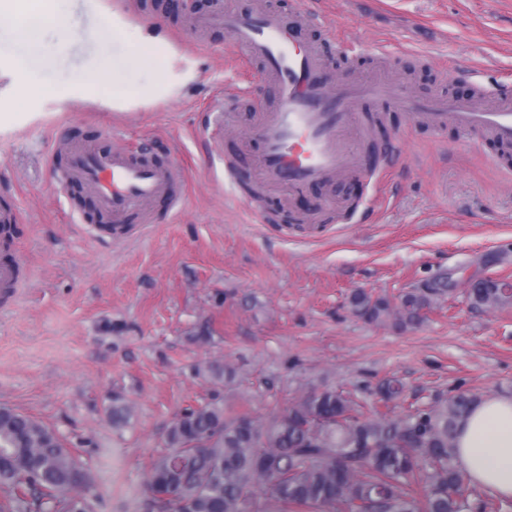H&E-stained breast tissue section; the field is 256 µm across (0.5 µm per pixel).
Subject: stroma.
Instances as JSON below:
<instances>
[{
    "label": "stroma",
    "mask_w": 512,
    "mask_h": 512,
    "mask_svg": "<svg viewBox=\"0 0 512 512\" xmlns=\"http://www.w3.org/2000/svg\"><path fill=\"white\" fill-rule=\"evenodd\" d=\"M263 2L318 14L309 33L338 75L382 72L418 98L512 91V0ZM116 11L163 24L192 62L176 96L131 112L68 99L80 74L134 51V38L94 37ZM189 17L171 0H60L56 23L31 36L60 95L20 105L1 68L27 47L0 20V206L21 207L15 245L30 266L28 287L0 299V406L49 425L81 457L95 512H145L151 460L176 416L201 403L259 415L336 388L370 409L386 379L419 407L458 391L512 395V305L476 308L467 295L477 278L512 282V149L388 109L373 140L395 154L372 210L345 217L364 189L354 177L291 195L268 186L255 202L243 161L242 187L227 196L210 144L236 159L269 90L249 69L223 129H206L203 106L239 79L236 52L223 31L197 37ZM73 145L173 159L187 208H156L133 239L91 237L79 221L91 210L57 165V149ZM436 277L448 292L415 327L351 311L354 292L395 303ZM115 400L132 410L121 429L108 416Z\"/></svg>",
    "instance_id": "1"
}]
</instances>
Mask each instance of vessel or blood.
<instances>
[{"mask_svg":"<svg viewBox=\"0 0 512 512\" xmlns=\"http://www.w3.org/2000/svg\"><path fill=\"white\" fill-rule=\"evenodd\" d=\"M314 22L305 11L291 23L270 8L228 11L222 0H214L210 12L194 20L199 30L223 29L243 57L260 65L274 90L275 104L260 108L251 137L264 181L300 192L342 174L376 177L375 167L360 166L348 141L349 132L360 125L362 112L374 105L407 113L416 123L440 128L451 122L464 131L486 133L494 141L512 144L511 97L480 109L464 99L409 97L380 79L350 74L330 79L324 55L304 33ZM66 168L69 182L94 199L98 211L111 220L109 234L118 238L132 231L133 217H147L157 201H165L173 213L185 203L173 189L177 166L171 160L87 147L70 150ZM23 221L15 206L0 207V229L7 236L6 254L0 258V292L4 294H17L27 282V264L13 241Z\"/></svg>","mask_w":512,"mask_h":512,"instance_id":"obj_1","label":"vessel or blood"}]
</instances>
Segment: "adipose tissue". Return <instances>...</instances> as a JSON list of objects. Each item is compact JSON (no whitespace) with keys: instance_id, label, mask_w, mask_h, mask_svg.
Here are the masks:
<instances>
[{"instance_id":"1","label":"adipose tissue","mask_w":512,"mask_h":512,"mask_svg":"<svg viewBox=\"0 0 512 512\" xmlns=\"http://www.w3.org/2000/svg\"><path fill=\"white\" fill-rule=\"evenodd\" d=\"M58 0H0V17L13 21L19 38L28 39L32 24L55 20ZM113 40H138L137 56L112 60V83L80 81L79 96L90 97L118 112L148 105L177 94L192 79V69L176 70L175 50L159 27L136 25L126 15L113 14L108 30ZM151 73L146 83H129L131 69ZM456 460L475 484L493 494L512 498V397L489 396L480 401L461 423L456 441Z\"/></svg>"}]
</instances>
